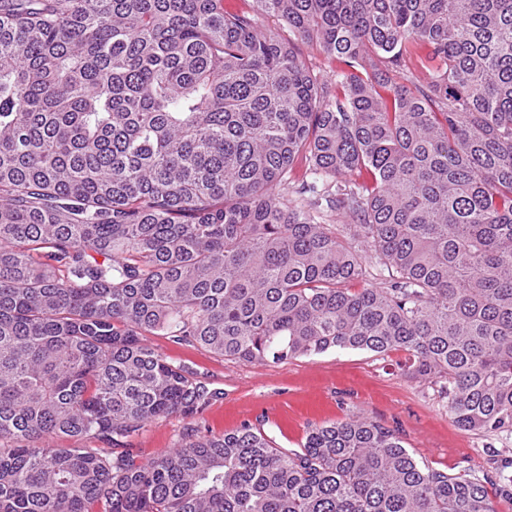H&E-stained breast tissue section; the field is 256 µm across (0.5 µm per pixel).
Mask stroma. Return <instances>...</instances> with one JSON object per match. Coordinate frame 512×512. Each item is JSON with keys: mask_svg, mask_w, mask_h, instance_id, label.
Listing matches in <instances>:
<instances>
[{"mask_svg": "<svg viewBox=\"0 0 512 512\" xmlns=\"http://www.w3.org/2000/svg\"><path fill=\"white\" fill-rule=\"evenodd\" d=\"M148 342L167 362L197 374L211 397L194 416L174 414L145 424L129 441L143 463L177 447L191 432L219 436L246 424L277 446L296 449L311 428L356 414L394 430L419 461L441 471H487L498 451L512 449V436L459 429L438 385L409 374L402 351L332 350L265 365L162 335Z\"/></svg>", "mask_w": 512, "mask_h": 512, "instance_id": "stroma-1", "label": "stroma"}]
</instances>
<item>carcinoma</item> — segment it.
Returning <instances> with one entry per match:
<instances>
[{
    "label": "carcinoma",
    "mask_w": 512,
    "mask_h": 512,
    "mask_svg": "<svg viewBox=\"0 0 512 512\" xmlns=\"http://www.w3.org/2000/svg\"><path fill=\"white\" fill-rule=\"evenodd\" d=\"M253 3L0 0V512H497L488 487L512 490V457L433 469L364 416L290 451L248 425L125 447L209 398L158 333L261 364L403 350L457 427L512 434V0ZM262 25L268 27L280 34V36L288 42V38L292 39L294 46L301 53L303 58L307 61L310 67L315 72L320 73L328 81H333L336 78V71L342 66L334 57H328L315 45L296 39V37L288 31L286 24L279 23L278 21L269 18L263 19Z\"/></svg>",
    "instance_id": "carcinoma-1"
}]
</instances>
